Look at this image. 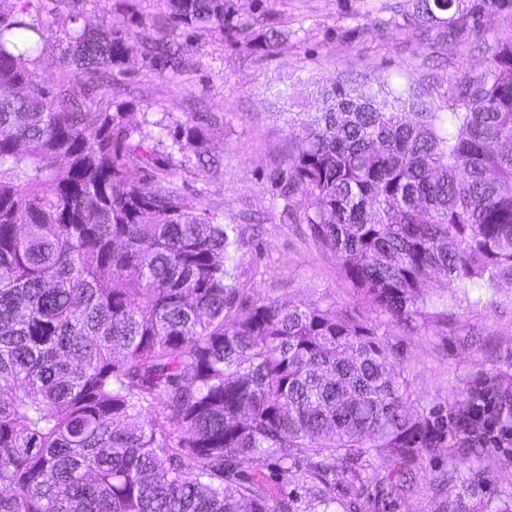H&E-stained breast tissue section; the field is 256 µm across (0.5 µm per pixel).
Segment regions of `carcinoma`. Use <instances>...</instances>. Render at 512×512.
Here are the masks:
<instances>
[{
	"label": "carcinoma",
	"instance_id": "carcinoma-1",
	"mask_svg": "<svg viewBox=\"0 0 512 512\" xmlns=\"http://www.w3.org/2000/svg\"><path fill=\"white\" fill-rule=\"evenodd\" d=\"M160 4L158 30L225 31V0ZM510 5L414 0L423 43L475 38L489 54L484 72L448 81V111L338 79L286 120L301 147L280 195L299 198L312 240L395 323L440 315L432 272L465 297L512 281V39L478 28ZM39 8L0 7V512H364L442 448L441 512H512L481 465L491 434L512 428V376L467 383L450 427L408 412L396 357L356 309L242 299L237 226L173 182L176 152L221 167L201 147L207 123L131 125L104 85L132 52L124 29H67L51 55ZM279 37L270 26L253 49ZM143 45L185 64L179 46ZM269 457L297 487L286 497L239 474Z\"/></svg>",
	"mask_w": 512,
	"mask_h": 512
}]
</instances>
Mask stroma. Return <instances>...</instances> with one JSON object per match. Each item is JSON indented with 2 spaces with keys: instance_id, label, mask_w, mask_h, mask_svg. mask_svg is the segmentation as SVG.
<instances>
[{
  "instance_id": "1",
  "label": "stroma",
  "mask_w": 512,
  "mask_h": 512,
  "mask_svg": "<svg viewBox=\"0 0 512 512\" xmlns=\"http://www.w3.org/2000/svg\"><path fill=\"white\" fill-rule=\"evenodd\" d=\"M229 2L231 24L248 22L261 33L275 23L282 36L270 53H256L227 36L178 30L174 37L191 63L174 74L154 66L142 48L143 24L160 10L159 0H136L138 24L112 13V0H83L80 21L92 28H124L132 52L109 92L126 105L132 123L147 118L173 126L195 112L210 116L204 147L223 156V167L205 173L178 158L176 183L200 212L241 225L236 276L248 295L355 308L379 324V340L397 353V368L410 386L409 411L458 413L456 394L467 380L493 366L512 373V283L496 282L478 302L457 300L447 321L417 330L388 321L360 301L340 276L335 256L308 236L302 209L278 195L273 176L283 168L290 144L274 100L284 90L303 102L316 87L339 78L384 80L399 90L416 86L443 112L449 73H481L486 53L478 47L457 53L421 44L403 20L413 0ZM447 468V453L426 458L416 482L390 512H437L430 483Z\"/></svg>"
}]
</instances>
